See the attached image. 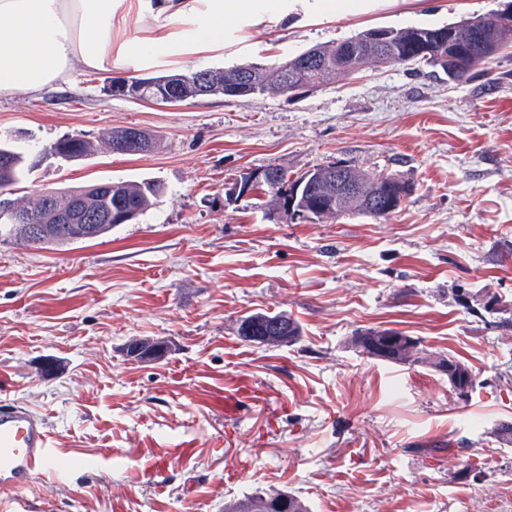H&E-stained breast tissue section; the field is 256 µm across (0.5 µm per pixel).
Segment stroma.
I'll use <instances>...</instances> for the list:
<instances>
[{"label": "stroma", "instance_id": "35a3bbf8", "mask_svg": "<svg viewBox=\"0 0 512 512\" xmlns=\"http://www.w3.org/2000/svg\"><path fill=\"white\" fill-rule=\"evenodd\" d=\"M224 27L220 48L75 70L70 83L0 98V139L30 150L16 197L44 187L152 179L165 193L106 237L37 249L0 237V405L46 423L50 468L0 512H224L290 490L312 512H512V53L466 83L392 64L294 96L132 102L113 81L274 66L375 27L441 26L512 0H366L345 12L300 0ZM136 125L160 142L137 155H40L72 135ZM332 162L408 181L388 220L265 216L263 191L231 201L247 168L289 176ZM507 312L482 314L486 295ZM285 311L292 346L259 347L242 317ZM394 329L467 364V398L421 365L349 345ZM165 343L137 360L128 343ZM57 368L43 369L47 359Z\"/></svg>", "mask_w": 512, "mask_h": 512}]
</instances>
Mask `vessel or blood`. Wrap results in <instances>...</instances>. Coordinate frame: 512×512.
I'll return each mask as SVG.
<instances>
[{"mask_svg": "<svg viewBox=\"0 0 512 512\" xmlns=\"http://www.w3.org/2000/svg\"><path fill=\"white\" fill-rule=\"evenodd\" d=\"M52 460L44 422L24 403L0 406V488H21Z\"/></svg>", "mask_w": 512, "mask_h": 512, "instance_id": "1", "label": "vessel or blood"}]
</instances>
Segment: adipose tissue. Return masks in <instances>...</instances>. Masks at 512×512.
<instances>
[{
    "mask_svg": "<svg viewBox=\"0 0 512 512\" xmlns=\"http://www.w3.org/2000/svg\"><path fill=\"white\" fill-rule=\"evenodd\" d=\"M252 0H0V98L66 83L74 68L111 72L132 54L168 55L170 39L121 41L118 25L131 10L184 23L196 48L217 46L224 25L252 14Z\"/></svg>",
    "mask_w": 512,
    "mask_h": 512,
    "instance_id": "adipose-tissue-1",
    "label": "adipose tissue"
}]
</instances>
